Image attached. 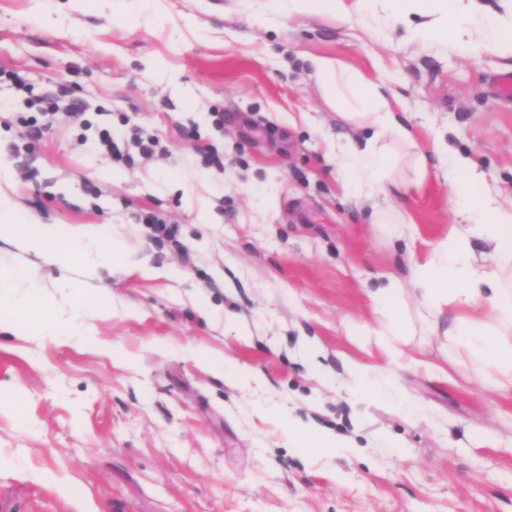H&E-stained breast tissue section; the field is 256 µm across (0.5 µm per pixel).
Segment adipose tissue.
Segmentation results:
<instances>
[{
    "label": "adipose tissue",
    "mask_w": 512,
    "mask_h": 512,
    "mask_svg": "<svg viewBox=\"0 0 512 512\" xmlns=\"http://www.w3.org/2000/svg\"><path fill=\"white\" fill-rule=\"evenodd\" d=\"M390 2L397 17L415 11L423 15V22L411 29L414 37L454 42L459 52L467 56L487 50H512V33L504 30L499 19L464 8L462 0ZM312 68L324 79L328 89H340V105H348L353 100L362 105L359 125L370 129L371 134L360 144L351 140L337 143L336 165L358 197H377L379 191L371 184L370 177L391 162L378 143L389 134L412 140L411 128L392 112L382 84L366 81L357 71L328 58L313 59ZM450 172L455 202L464 223L453 226L445 238L434 244L429 258L415 266L408 283L389 276L370 290L369 297L379 322L376 334L383 339L408 335L410 322L403 295L411 293L428 312L429 328L443 329L447 340L482 364L478 383L506 391L512 389V289L501 287L498 271L512 267V206H505L499 200L471 157L453 154ZM31 224V218L0 197V240L34 254L43 264L60 265L76 254L91 276L124 264L131 265L147 279L159 274L148 257L129 261L123 244L115 239L100 234L81 235L65 250L55 244L50 232H32ZM473 232L480 233L492 245L494 269L478 263L469 243ZM4 305L15 312L18 323L34 324L46 335H56L51 305L44 302L32 271L22 270L11 279L0 281V306ZM450 306L458 308L459 313L448 325H441L440 319ZM265 411L278 422L289 446L301 454L335 452L338 446L335 437L290 419L277 406H266Z\"/></svg>",
    "instance_id": "1"
}]
</instances>
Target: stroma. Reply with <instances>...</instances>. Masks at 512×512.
I'll list each match as a JSON object with an SVG mask.
<instances>
[{
  "instance_id": "obj_1",
  "label": "stroma",
  "mask_w": 512,
  "mask_h": 512,
  "mask_svg": "<svg viewBox=\"0 0 512 512\" xmlns=\"http://www.w3.org/2000/svg\"><path fill=\"white\" fill-rule=\"evenodd\" d=\"M344 6L0 0V195L54 225L59 245L100 226L162 271L87 277L0 240L8 268L36 269L59 329L0 327V512H512V391L480 386L474 359L443 337L379 346L367 294L384 275L408 279L461 221L448 157L433 151L441 131L512 201V101L493 85L512 54L411 38L388 0ZM314 57L385 81L412 126L413 142L384 139L393 163L378 174L405 211L402 232L344 194L332 149L365 132L338 114ZM51 91L83 116L56 114L31 180L14 154L27 140L16 115ZM104 128L122 145L137 130L156 136L166 153L126 167L98 151ZM198 142L223 169L203 166ZM149 213L172 224L191 265L152 241ZM81 308L87 334L67 336ZM203 349L257 380L224 383L195 359ZM354 367L390 369L419 413L358 398ZM259 404L344 450L299 454ZM288 14L309 12H335L344 8V0H282Z\"/></svg>"
}]
</instances>
